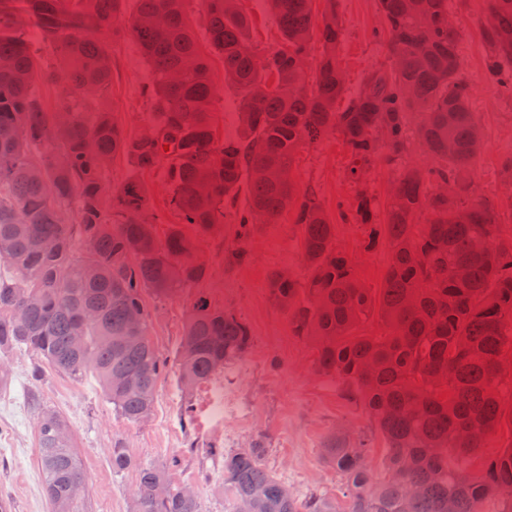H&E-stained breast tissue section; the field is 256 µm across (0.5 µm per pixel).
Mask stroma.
<instances>
[{
  "label": "stroma",
  "instance_id": "1",
  "mask_svg": "<svg viewBox=\"0 0 512 512\" xmlns=\"http://www.w3.org/2000/svg\"><path fill=\"white\" fill-rule=\"evenodd\" d=\"M249 17L250 42L254 51L265 53L280 47L282 35L274 22L267 0H240ZM451 20L462 35L461 73L470 87V101L480 129V150L473 164L472 194L494 201L512 230V191L499 177L502 161L512 156V92L491 81L486 73L481 41L484 22L483 0H454ZM189 24L198 47L208 59L219 94L213 106L217 137L238 133L240 97L229 88L224 75V58L206 34L202 0H188ZM338 15L343 28L339 61L347 93H354L364 74L389 64L384 41L374 36L379 27L376 0H339ZM112 55V89L109 99L98 102L89 96L86 111L104 107L128 133L148 127L153 114L141 95L149 78V67L137 44L130 39L109 43ZM350 157L336 134L303 144L297 154L294 177L299 189L314 188L331 222L336 226L334 244L354 262L362 285L379 293L390 262L386 243L367 248L370 228L343 219L341 209L349 205L358 186L347 176ZM436 161L413 142L410 153L396 165L375 162L361 187L385 204L392 181L407 167H432ZM139 177L150 190V206L158 218L156 233L165 236L177 218L170 205V188L164 168L137 172L122 156L115 157L103 174L106 195H116L130 177ZM186 235L198 245V256L210 272L201 282L188 285L174 296L159 297L144 291L149 312L148 332L154 346L167 358H175L184 325L198 294H206L218 308L246 321L253 345L248 353L229 365L214 389L224 394V408H211V390L198 389L195 403L196 434L201 444L214 443L231 452L264 436L267 467L304 498L312 494L341 497L345 481L323 458L332 437L364 438L369 442L368 463L381 469L386 442L373 427L364 406L344 394L337 377L320 372L315 364L313 343L295 336L288 315L270 298L267 288L272 271L286 270L306 281V267L299 229L291 213L277 223L263 225L248 249L249 260L228 269L224 266L225 241L185 226ZM8 362L12 381L0 389V499L12 512H49L43 493L41 466L36 442V411L27 406L31 387L30 357L13 352ZM37 388L42 400L61 411L74 432L76 451L87 475L86 512H131L130 491L136 471L114 474L109 462L113 438L126 440L128 452L141 463H161L179 457L172 472L174 483L194 487L201 512H234L232 497L224 489V476L212 462L186 455L180 423L184 395L174 371L158 381L153 412L147 422L130 424L117 418L96 384L75 383L54 371H46Z\"/></svg>",
  "mask_w": 512,
  "mask_h": 512
}]
</instances>
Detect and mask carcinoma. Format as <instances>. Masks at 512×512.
<instances>
[{
	"label": "carcinoma",
	"instance_id": "cac0c4a2",
	"mask_svg": "<svg viewBox=\"0 0 512 512\" xmlns=\"http://www.w3.org/2000/svg\"><path fill=\"white\" fill-rule=\"evenodd\" d=\"M124 2L0 0V241L8 242L0 252V269L8 273L0 276V354L28 352L35 383L47 368L76 383L90 377L117 417L140 423L168 368L148 334L142 290L172 296L204 280L209 267L179 227L158 238L145 183L130 179L107 199L101 174L119 155L139 171L164 166L180 223L222 237L224 218L235 214L226 268L247 262L259 225L295 211L310 274L301 285L284 271L272 272L270 296L288 313L294 335L315 345L318 369L346 384L387 442L378 474L368 467L365 442L333 438L326 445L325 460L346 481L344 505L285 493L286 484L264 463L260 439L227 453L213 444L199 449L193 392L216 382L251 345L244 320L201 296L176 354L186 452L224 459L234 512H478L496 497L501 512H512V447L480 474L448 465L449 455L482 447L505 418L498 393L509 374L503 352L512 346V239L502 233L495 204L472 198L478 127L459 73L462 35L448 25V0H377L378 34L392 63L368 73L341 110L336 0H327L317 26L311 0H270L285 44L264 55L248 44L250 19L238 0H203L210 42L242 93L241 132L222 140L212 127L217 87L187 21L186 0H137L130 19ZM483 11L487 71L512 92V0H484ZM33 25L58 69L38 67L26 38ZM315 30L325 53L311 82L307 46ZM107 35L132 38L151 67L152 79L142 87L155 112L148 138L127 134L105 110L79 111L84 95L105 99L112 87ZM38 82L60 85L55 110L33 95ZM414 112L423 114V147L449 166L406 169L391 185L384 224L375 223L369 193H356L348 212L371 225L367 246L384 239L391 248L384 288L375 297L333 245L335 225L316 194L297 189L294 155L302 143L334 132L350 154L347 176L360 184L376 159L394 165L408 154ZM38 145L51 148L41 163L31 154ZM244 177L247 206L240 210ZM375 309L386 334H357ZM135 312L143 339L122 345ZM77 334L86 338L78 351L72 348ZM124 378L139 384L123 387ZM30 399L50 512H82L84 498L70 494L85 472L74 440L61 434L70 424L38 391ZM109 459L115 474L137 472L132 512H201L198 497L182 495L171 479L178 458L138 463L126 441L115 438ZM161 484L170 487L165 497L156 494Z\"/></svg>",
	"mask_w": 512,
	"mask_h": 512
}]
</instances>
